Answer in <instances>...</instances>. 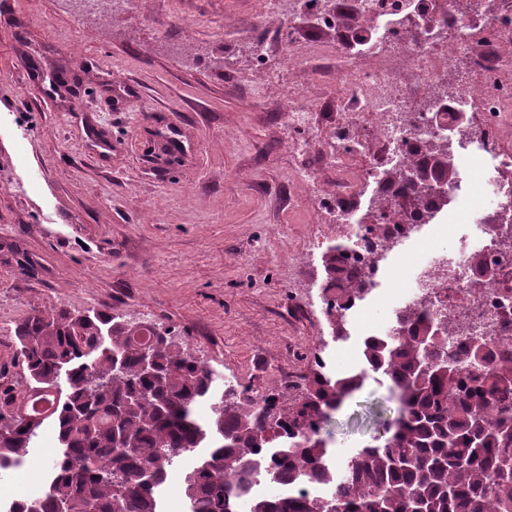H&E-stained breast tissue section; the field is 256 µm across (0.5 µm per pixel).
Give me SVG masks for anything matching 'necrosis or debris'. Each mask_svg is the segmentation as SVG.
<instances>
[{"label":"necrosis or debris","mask_w":512,"mask_h":512,"mask_svg":"<svg viewBox=\"0 0 512 512\" xmlns=\"http://www.w3.org/2000/svg\"><path fill=\"white\" fill-rule=\"evenodd\" d=\"M263 12L288 16L292 24L333 27L338 23L334 5L324 0H260ZM434 28L403 26L398 16L378 10L370 15L377 31L372 43L359 48L347 42H297L281 32L273 58L261 65L276 69H301L311 63L336 62V128L323 149V159L336 171L332 193L316 190L317 175L307 161V144L294 141L289 150L302 185L314 186L319 206H330L337 224L346 229L352 243V266L366 261L363 229L356 201L364 186L381 184L385 172L405 157L420 152L430 132L424 114L442 113L453 140L460 144L452 162L460 174L448 188V215L477 233L476 245L449 236L444 223L425 222L423 233L411 244L407 265L374 263L370 280L378 288L371 299L354 302L349 310L357 335L383 336L391 324L375 326L365 320L370 304L399 305L412 297L431 296L436 308L468 313L479 332L512 338V249L501 244L507 224L490 223L491 206L505 208L512 202V185L500 179L512 172V153L501 151L490 133L478 134L459 125L458 113L476 107L486 112L493 125L512 124V0H498L493 11L465 16L454 0H432ZM469 58L479 79L451 94L440 84ZM374 124L369 138L355 135L363 115ZM362 155L366 163L355 168L350 156ZM484 255L488 280L481 293H472L469 258L473 250Z\"/></svg>","instance_id":"1"}]
</instances>
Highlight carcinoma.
Returning a JSON list of instances; mask_svg holds the SVG:
<instances>
[{"instance_id": "1", "label": "carcinoma", "mask_w": 512, "mask_h": 512, "mask_svg": "<svg viewBox=\"0 0 512 512\" xmlns=\"http://www.w3.org/2000/svg\"><path fill=\"white\" fill-rule=\"evenodd\" d=\"M442 151L434 137L389 174L410 177L419 187L411 205L427 216L439 201L424 180L455 177L452 165L431 164ZM349 252L337 241L321 255L337 340L348 334L346 309L369 291ZM457 329L463 319L431 318L421 300L396 316L392 334L363 341L361 371L333 374L313 356L306 394L285 411L288 385L220 388L216 369L152 323L36 310L15 327L25 386L0 385V469L18 464L50 423L60 449L41 496L0 512H162L169 471L199 448L185 469L188 512H512V340L470 342L464 376L448 350ZM372 374L388 382L400 417L390 441L340 462L322 425ZM257 470L275 493H253Z\"/></svg>"}]
</instances>
